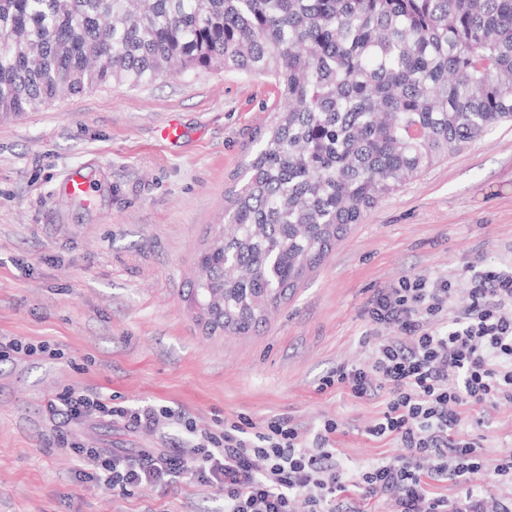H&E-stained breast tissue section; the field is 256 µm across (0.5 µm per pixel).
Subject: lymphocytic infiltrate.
I'll list each match as a JSON object with an SVG mask.
<instances>
[{"label": "lymphocytic infiltrate", "instance_id": "obj_1", "mask_svg": "<svg viewBox=\"0 0 512 512\" xmlns=\"http://www.w3.org/2000/svg\"><path fill=\"white\" fill-rule=\"evenodd\" d=\"M454 293L448 281L422 276L377 289L366 309V359L323 382L358 398L383 396L384 410L364 432L396 440L400 455L352 470L335 447V420L309 438L291 420L259 426L243 416L220 434L187 426L182 449L79 454L105 461L103 483L115 489L203 480L223 488L224 512H293L299 497L307 512H363L372 500L389 512H512V452L488 459L463 431L470 410L512 404V269L476 275L466 308H454ZM49 408L69 421L106 414L153 431L175 417L167 407L111 409L76 393ZM444 482L454 496L434 492Z\"/></svg>", "mask_w": 512, "mask_h": 512}]
</instances>
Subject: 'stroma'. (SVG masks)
<instances>
[{
	"instance_id": "obj_1",
	"label": "stroma",
	"mask_w": 512,
	"mask_h": 512,
	"mask_svg": "<svg viewBox=\"0 0 512 512\" xmlns=\"http://www.w3.org/2000/svg\"><path fill=\"white\" fill-rule=\"evenodd\" d=\"M276 99L271 78L226 69L113 83L0 120V339L58 351L0 354V512H224L223 493L199 482L121 491L85 478L71 444L180 448L186 434L51 417L48 401L71 391L169 406L216 433L241 416H286L307 434L332 418L347 466L399 454L362 433L381 399L321 382L364 360L378 288L446 279L461 307L476 270L512 267V123L383 198L256 331L213 333L186 282ZM472 416L484 453L512 450V404Z\"/></svg>"
}]
</instances>
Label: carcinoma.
I'll return each mask as SVG.
<instances>
[{
  "label": "carcinoma",
  "mask_w": 512,
  "mask_h": 512,
  "mask_svg": "<svg viewBox=\"0 0 512 512\" xmlns=\"http://www.w3.org/2000/svg\"><path fill=\"white\" fill-rule=\"evenodd\" d=\"M0 119L110 82L234 69L271 78L197 253L215 329L266 320L403 182L512 121V0H0Z\"/></svg>",
  "instance_id": "carcinoma-1"
}]
</instances>
